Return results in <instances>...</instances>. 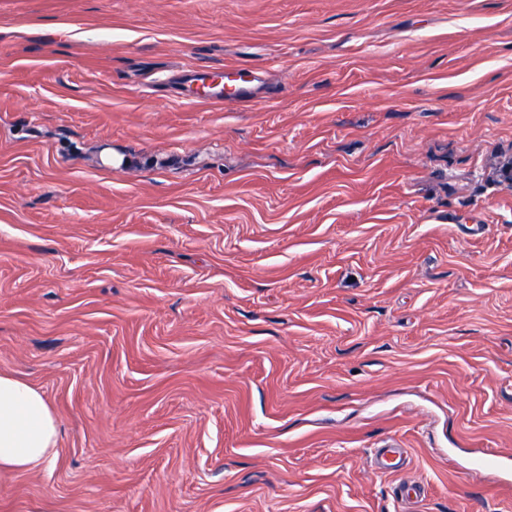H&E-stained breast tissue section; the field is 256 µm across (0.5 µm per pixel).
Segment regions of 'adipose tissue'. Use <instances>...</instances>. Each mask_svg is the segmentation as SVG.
I'll list each match as a JSON object with an SVG mask.
<instances>
[{
  "mask_svg": "<svg viewBox=\"0 0 512 512\" xmlns=\"http://www.w3.org/2000/svg\"><path fill=\"white\" fill-rule=\"evenodd\" d=\"M59 422L46 394L0 373V475L35 471L58 456Z\"/></svg>",
  "mask_w": 512,
  "mask_h": 512,
  "instance_id": "adipose-tissue-1",
  "label": "adipose tissue"
}]
</instances>
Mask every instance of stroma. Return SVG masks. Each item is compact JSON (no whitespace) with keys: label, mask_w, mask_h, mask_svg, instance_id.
Wrapping results in <instances>:
<instances>
[{"label":"stroma","mask_w":512,"mask_h":512,"mask_svg":"<svg viewBox=\"0 0 512 512\" xmlns=\"http://www.w3.org/2000/svg\"><path fill=\"white\" fill-rule=\"evenodd\" d=\"M507 160L512 0H0V512H512ZM226 78L229 83L224 82L223 78L218 81L216 76L205 69H190L180 73L178 83L182 91L198 94L195 100L210 101L213 104H223L228 100L244 102L252 99L250 80L231 79L229 76ZM59 422L46 394L0 373V475L35 471L58 456ZM407 457V449L401 448L398 442H393L385 448H378L374 455L376 468L388 472L398 473Z\"/></svg>","instance_id":"1"}]
</instances>
